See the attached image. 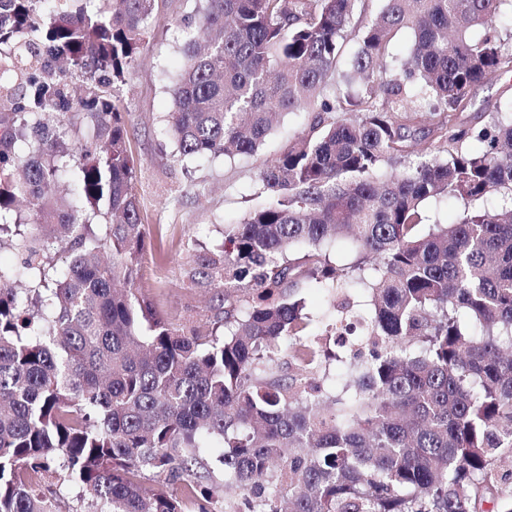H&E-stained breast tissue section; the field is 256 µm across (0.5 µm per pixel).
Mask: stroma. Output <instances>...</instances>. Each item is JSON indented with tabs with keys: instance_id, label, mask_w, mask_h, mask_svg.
I'll list each match as a JSON object with an SVG mask.
<instances>
[{
	"instance_id": "35a3bbf8",
	"label": "stroma",
	"mask_w": 512,
	"mask_h": 512,
	"mask_svg": "<svg viewBox=\"0 0 512 512\" xmlns=\"http://www.w3.org/2000/svg\"><path fill=\"white\" fill-rule=\"evenodd\" d=\"M191 9V0H158L136 71L121 87L146 231L139 292L177 329L196 326L212 314L211 291L187 276L190 255L217 249L225 224L241 221L259 203L262 163L311 121L304 111L284 116L253 155L173 159L164 117L171 109L168 86L182 63L180 20ZM509 84L512 79L504 77L475 87L463 113L465 124L484 127L489 113L504 107L503 91Z\"/></svg>"
}]
</instances>
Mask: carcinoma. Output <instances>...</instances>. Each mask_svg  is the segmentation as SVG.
Returning <instances> with one entry per match:
<instances>
[{"label":"carcinoma","instance_id":"carcinoma-1","mask_svg":"<svg viewBox=\"0 0 512 512\" xmlns=\"http://www.w3.org/2000/svg\"><path fill=\"white\" fill-rule=\"evenodd\" d=\"M510 1L381 0L361 26L364 0H196L173 157L252 154L285 115L315 113L259 170L266 202L195 255L188 277L218 301L205 332L138 294L119 87L156 0H0V244L20 255L0 266V512H59L33 490L45 478L77 487L82 512H183L148 475L201 488L210 512L206 440L231 512H512V115L460 121L475 87L512 75ZM405 29L398 77L386 57ZM429 199L461 202L457 222L424 225ZM346 238L353 261H332ZM306 279L334 312L319 336Z\"/></svg>","mask_w":512,"mask_h":512}]
</instances>
